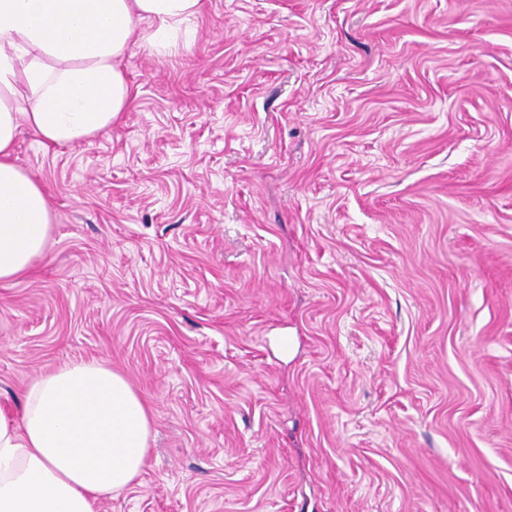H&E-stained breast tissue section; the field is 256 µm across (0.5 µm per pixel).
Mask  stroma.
<instances>
[{
  "mask_svg": "<svg viewBox=\"0 0 512 512\" xmlns=\"http://www.w3.org/2000/svg\"><path fill=\"white\" fill-rule=\"evenodd\" d=\"M112 129L15 163L0 413L74 360L152 411L100 512H512V0H207Z\"/></svg>",
  "mask_w": 512,
  "mask_h": 512,
  "instance_id": "obj_1",
  "label": "stroma"
}]
</instances>
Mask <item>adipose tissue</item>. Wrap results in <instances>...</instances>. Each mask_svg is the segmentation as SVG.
Instances as JSON below:
<instances>
[{"label": "adipose tissue", "mask_w": 512, "mask_h": 512, "mask_svg": "<svg viewBox=\"0 0 512 512\" xmlns=\"http://www.w3.org/2000/svg\"><path fill=\"white\" fill-rule=\"evenodd\" d=\"M205 0H0V280L44 255L52 214L14 161L21 127L67 144L111 128L131 104L123 60L162 51ZM151 412L104 361L30 381L19 417L0 414V512H97L148 462Z\"/></svg>", "instance_id": "obj_1"}]
</instances>
